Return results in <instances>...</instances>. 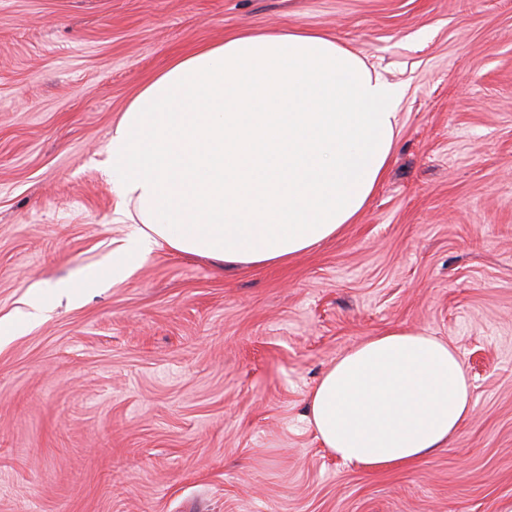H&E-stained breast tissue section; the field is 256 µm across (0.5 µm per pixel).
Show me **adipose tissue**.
Returning a JSON list of instances; mask_svg holds the SVG:
<instances>
[{
    "instance_id": "adipose-tissue-1",
    "label": "adipose tissue",
    "mask_w": 512,
    "mask_h": 512,
    "mask_svg": "<svg viewBox=\"0 0 512 512\" xmlns=\"http://www.w3.org/2000/svg\"><path fill=\"white\" fill-rule=\"evenodd\" d=\"M399 96L312 30L242 31L173 59L107 145L116 208L142 225L126 253L273 264L335 237L383 177ZM473 409L457 351L401 327L337 358L308 397L324 447L369 472L412 467Z\"/></svg>"
}]
</instances>
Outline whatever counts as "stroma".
I'll use <instances>...</instances> for the list:
<instances>
[{
	"mask_svg": "<svg viewBox=\"0 0 512 512\" xmlns=\"http://www.w3.org/2000/svg\"><path fill=\"white\" fill-rule=\"evenodd\" d=\"M295 27L402 90L359 220L284 265L125 254L106 145L131 100ZM395 326L457 349L475 408L369 474L307 398ZM0 512H512V0H0Z\"/></svg>",
	"mask_w": 512,
	"mask_h": 512,
	"instance_id": "stroma-1",
	"label": "stroma"
}]
</instances>
